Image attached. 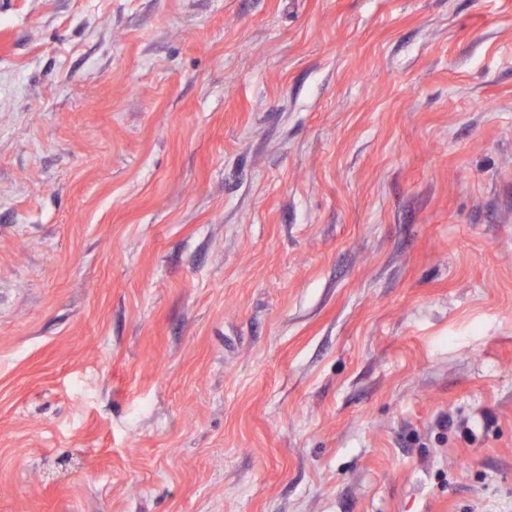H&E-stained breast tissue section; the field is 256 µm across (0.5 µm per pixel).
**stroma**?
Here are the masks:
<instances>
[{"instance_id": "1", "label": "stroma", "mask_w": 512, "mask_h": 512, "mask_svg": "<svg viewBox=\"0 0 512 512\" xmlns=\"http://www.w3.org/2000/svg\"><path fill=\"white\" fill-rule=\"evenodd\" d=\"M0 512H512V0H0Z\"/></svg>"}]
</instances>
